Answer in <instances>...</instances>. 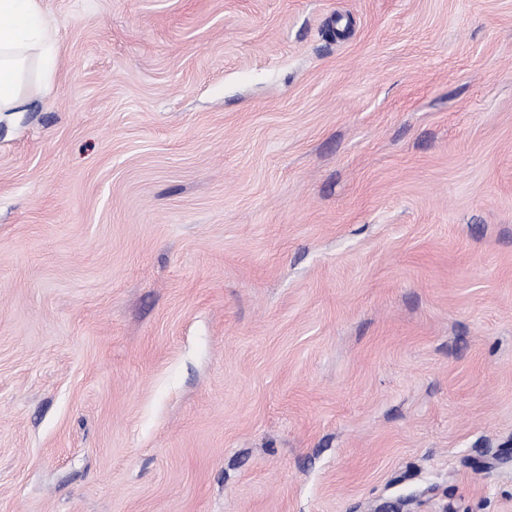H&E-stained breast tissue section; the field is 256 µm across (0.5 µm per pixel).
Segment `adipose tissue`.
<instances>
[{"instance_id":"ef3b65f1","label":"adipose tissue","mask_w":512,"mask_h":512,"mask_svg":"<svg viewBox=\"0 0 512 512\" xmlns=\"http://www.w3.org/2000/svg\"><path fill=\"white\" fill-rule=\"evenodd\" d=\"M59 54L55 25L38 0H0V113L30 111V86L52 81Z\"/></svg>"}]
</instances>
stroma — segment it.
<instances>
[{"instance_id":"35a3bbf8","label":"stroma","mask_w":512,"mask_h":512,"mask_svg":"<svg viewBox=\"0 0 512 512\" xmlns=\"http://www.w3.org/2000/svg\"><path fill=\"white\" fill-rule=\"evenodd\" d=\"M38 3L0 512H512V0Z\"/></svg>"}]
</instances>
